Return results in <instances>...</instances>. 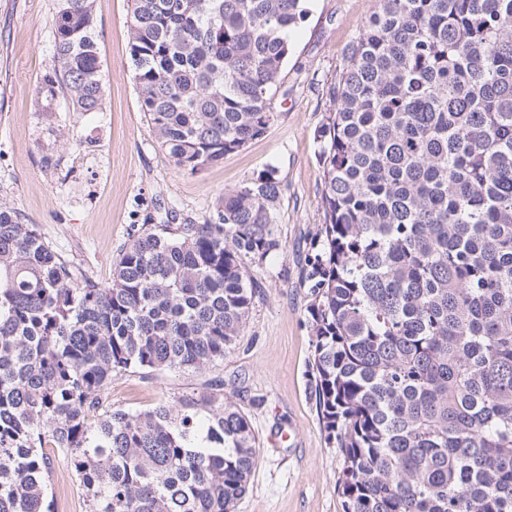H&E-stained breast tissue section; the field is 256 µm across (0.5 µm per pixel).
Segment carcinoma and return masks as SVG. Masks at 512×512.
<instances>
[{"label": "carcinoma", "instance_id": "carcinoma-1", "mask_svg": "<svg viewBox=\"0 0 512 512\" xmlns=\"http://www.w3.org/2000/svg\"><path fill=\"white\" fill-rule=\"evenodd\" d=\"M302 0H133L142 109L179 172L262 136ZM37 89L104 109L94 0H58ZM316 130L324 223L303 258L310 396L343 512H512V0H378ZM269 166L201 224H144L101 286L0 206V512H236L257 436L212 381L143 411L112 378L199 372L245 334L286 254ZM48 499H53L54 512H63L61 503L66 496L70 507L67 512H86L85 492L75 477L69 462L63 457L52 461Z\"/></svg>", "mask_w": 512, "mask_h": 512}]
</instances>
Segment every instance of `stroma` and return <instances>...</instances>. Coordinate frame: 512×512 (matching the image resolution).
Listing matches in <instances>:
<instances>
[{
    "instance_id": "obj_1",
    "label": "stroma",
    "mask_w": 512,
    "mask_h": 512,
    "mask_svg": "<svg viewBox=\"0 0 512 512\" xmlns=\"http://www.w3.org/2000/svg\"><path fill=\"white\" fill-rule=\"evenodd\" d=\"M58 0H0V205L38 225L47 242L80 262L101 285L133 230L144 224L202 223L224 192L266 166L282 184L275 232L286 256L254 268L261 285L248 326L224 363L200 373L162 370L114 378V407L145 410L212 379L249 416L261 445L236 512H343L338 478L344 457L327 442L309 396L310 301L298 283L297 250L323 221L320 144L315 130L333 105L325 86L376 8V0H305L272 99L278 117L241 151L201 173L177 172L159 147L129 69L131 0H95L103 61V111H73L58 95L40 111L35 91L55 67ZM54 505L86 512L69 462L54 458Z\"/></svg>"
}]
</instances>
